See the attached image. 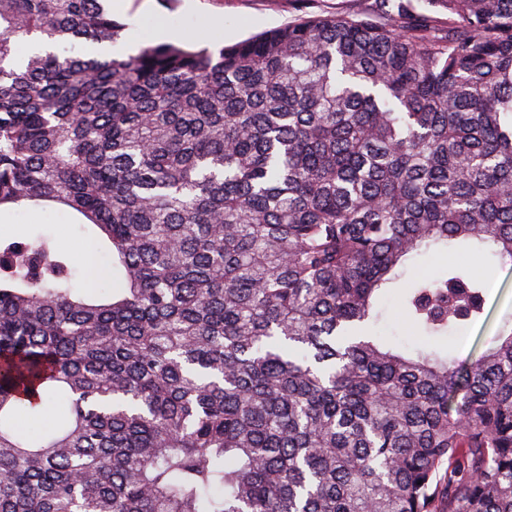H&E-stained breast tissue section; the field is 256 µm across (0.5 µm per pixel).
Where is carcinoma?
I'll return each instance as SVG.
<instances>
[{
    "label": "carcinoma",
    "mask_w": 512,
    "mask_h": 512,
    "mask_svg": "<svg viewBox=\"0 0 512 512\" xmlns=\"http://www.w3.org/2000/svg\"><path fill=\"white\" fill-rule=\"evenodd\" d=\"M127 29L0 0V213L63 206L107 261L81 289L0 232V512H512V333L435 345L485 311L462 257L512 262V0ZM394 291L412 350L371 330ZM436 259L431 254H424L412 259L400 281V286L408 288L412 281L419 275L429 273L434 269Z\"/></svg>",
    "instance_id": "carcinoma-1"
}]
</instances>
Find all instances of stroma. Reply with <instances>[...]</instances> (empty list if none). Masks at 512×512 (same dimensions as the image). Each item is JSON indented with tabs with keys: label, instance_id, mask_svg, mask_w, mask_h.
Listing matches in <instances>:
<instances>
[{
	"label": "stroma",
	"instance_id": "1",
	"mask_svg": "<svg viewBox=\"0 0 512 512\" xmlns=\"http://www.w3.org/2000/svg\"><path fill=\"white\" fill-rule=\"evenodd\" d=\"M364 0H132L121 14L136 23L142 42L181 44L199 38L216 46L231 45L263 31L297 21L303 16L349 15ZM0 231L43 232L58 239L71 257H78L85 239L63 212L24 210L0 216ZM487 279L483 317L447 345L459 358L476 357L490 347L506 320L512 319V264L495 259L481 264Z\"/></svg>",
	"mask_w": 512,
	"mask_h": 512
}]
</instances>
